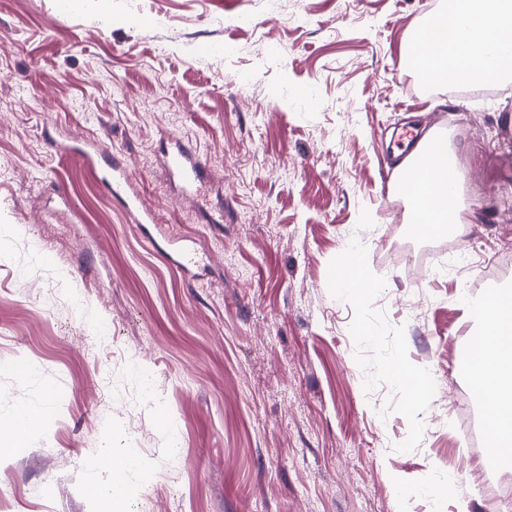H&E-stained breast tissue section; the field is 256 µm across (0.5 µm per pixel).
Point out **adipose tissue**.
I'll use <instances>...</instances> for the list:
<instances>
[{
	"instance_id": "obj_1",
	"label": "adipose tissue",
	"mask_w": 512,
	"mask_h": 512,
	"mask_svg": "<svg viewBox=\"0 0 512 512\" xmlns=\"http://www.w3.org/2000/svg\"><path fill=\"white\" fill-rule=\"evenodd\" d=\"M422 48L416 62L428 82L448 86L469 83L497 84L512 71V0H450L418 36ZM420 149L425 153L422 174L410 185L414 212L423 214L427 229L468 223L457 191L456 154L446 137L427 131ZM476 320L486 337L472 359L474 383L490 413L488 446L512 458V292L487 296ZM95 468L107 471L106 494L114 512H123L128 474L136 465L133 453L117 458L97 456Z\"/></svg>"
}]
</instances>
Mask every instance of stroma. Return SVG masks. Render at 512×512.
I'll return each mask as SVG.
<instances>
[{
    "instance_id": "obj_1",
    "label": "stroma",
    "mask_w": 512,
    "mask_h": 512,
    "mask_svg": "<svg viewBox=\"0 0 512 512\" xmlns=\"http://www.w3.org/2000/svg\"><path fill=\"white\" fill-rule=\"evenodd\" d=\"M447 8L0 0V416L44 413L0 442V512H111L91 461L130 448L126 512H512L465 308L512 290V77L424 85L412 45ZM419 124L457 154L470 221L443 233L383 183ZM65 135L123 159L156 223ZM179 240L199 266L163 259ZM352 244L357 293L330 278ZM417 369L442 387L420 405L392 376ZM166 172L191 187L200 181V161L190 147L181 145L169 154ZM108 168L109 172L103 173L101 177L104 190L112 195L130 218H133L135 224H153L151 211L145 201L127 190V165L113 160Z\"/></svg>"
}]
</instances>
